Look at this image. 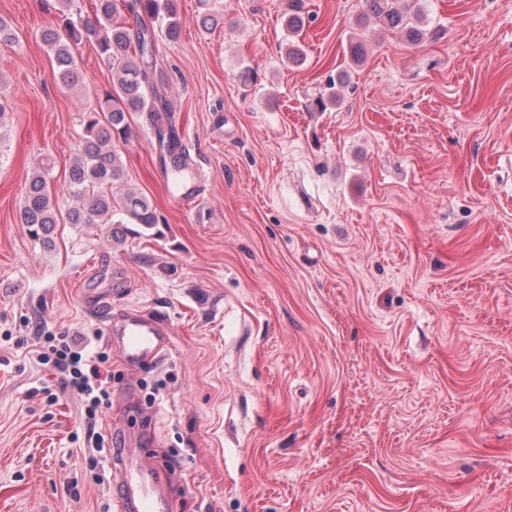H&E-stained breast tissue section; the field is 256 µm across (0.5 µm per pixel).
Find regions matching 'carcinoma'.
I'll return each instance as SVG.
<instances>
[{
	"mask_svg": "<svg viewBox=\"0 0 512 512\" xmlns=\"http://www.w3.org/2000/svg\"><path fill=\"white\" fill-rule=\"evenodd\" d=\"M74 0H58L59 23L41 33L40 38L53 54V78L63 89L80 82L74 48L87 39L100 24L105 35L97 41L101 58L112 65V89L98 106L82 116L83 135L78 153L67 175V196L71 206L61 212L57 194L51 187L53 163L41 160L30 178L21 202V220L32 238L45 242L64 217L70 224H142L161 223L148 197L125 191L123 166L114 141L127 137L133 112L156 116L169 111L156 82L155 23L166 18L164 35L179 33L175 0H94L93 18L75 21L71 17ZM369 11L383 30L403 34L411 44L424 38L411 0H366ZM136 16V27L121 18V10Z\"/></svg>",
	"mask_w": 512,
	"mask_h": 512,
	"instance_id": "obj_1",
	"label": "carcinoma"
}]
</instances>
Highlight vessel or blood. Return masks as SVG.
Here are the masks:
<instances>
[{
  "instance_id": "obj_1",
  "label": "vessel or blood",
  "mask_w": 512,
  "mask_h": 512,
  "mask_svg": "<svg viewBox=\"0 0 512 512\" xmlns=\"http://www.w3.org/2000/svg\"><path fill=\"white\" fill-rule=\"evenodd\" d=\"M85 300L90 309L108 312L105 339L123 362L132 369L163 358L169 347L170 332L158 314L135 310H113L112 290L98 286ZM119 512H172L177 488L169 471L150 457L134 456L123 450L116 463Z\"/></svg>"
}]
</instances>
